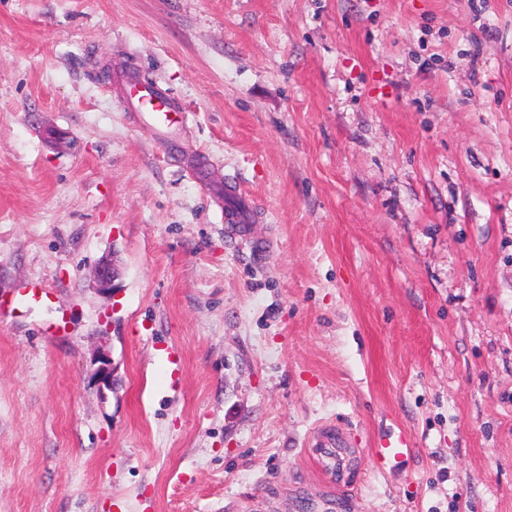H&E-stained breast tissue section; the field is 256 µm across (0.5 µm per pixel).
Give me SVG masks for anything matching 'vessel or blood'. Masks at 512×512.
Returning <instances> with one entry per match:
<instances>
[{"mask_svg": "<svg viewBox=\"0 0 512 512\" xmlns=\"http://www.w3.org/2000/svg\"><path fill=\"white\" fill-rule=\"evenodd\" d=\"M125 103L140 114L142 122L153 127L163 138H170L187 123L185 109L176 107L166 93L148 83L131 80L124 87ZM226 209L225 229L237 235L245 233L246 226L254 217L258 204L233 184L224 187ZM351 436L341 425L326 422L319 425L308 441L309 455L327 480L322 493L325 512H334L336 500L350 487L348 450Z\"/></svg>", "mask_w": 512, "mask_h": 512, "instance_id": "b4317fda", "label": "vessel or blood"}]
</instances>
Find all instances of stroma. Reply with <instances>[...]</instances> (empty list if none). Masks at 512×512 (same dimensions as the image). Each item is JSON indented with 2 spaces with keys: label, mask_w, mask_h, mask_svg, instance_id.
Returning <instances> with one entry per match:
<instances>
[{
  "label": "stroma",
  "mask_w": 512,
  "mask_h": 512,
  "mask_svg": "<svg viewBox=\"0 0 512 512\" xmlns=\"http://www.w3.org/2000/svg\"><path fill=\"white\" fill-rule=\"evenodd\" d=\"M327 421L336 512H512V0H0V512H320ZM125 103L140 112L141 121L153 127L163 138L169 139L187 124V111L175 107L166 93L140 80L125 84ZM231 183H226L224 193L226 196V209L224 223L228 234L237 235L246 232L245 225L254 217L258 204L252 198L243 194ZM118 275L116 259H114L113 253L112 258L108 255L102 257L93 270L94 281L98 289L102 292L113 290L114 282ZM351 446L350 433L341 425L326 422L319 425L311 435L308 444L309 455L314 465L327 479L328 486L322 492V507L336 508V499L350 489L348 469V448Z\"/></svg>",
  "instance_id": "stroma-1"
}]
</instances>
